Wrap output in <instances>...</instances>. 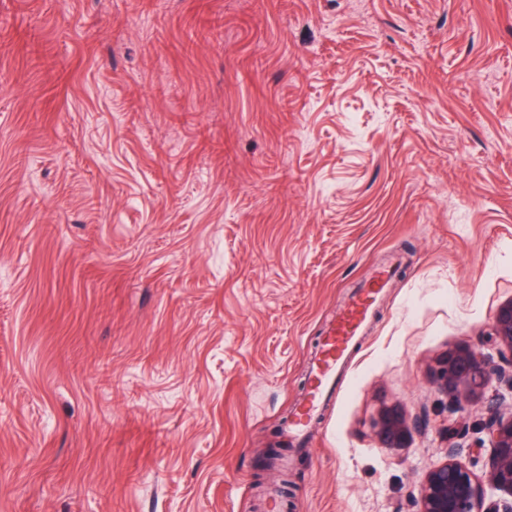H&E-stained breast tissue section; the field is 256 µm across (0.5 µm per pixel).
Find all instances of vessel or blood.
Masks as SVG:
<instances>
[{
    "label": "vessel or blood",
    "mask_w": 512,
    "mask_h": 512,
    "mask_svg": "<svg viewBox=\"0 0 512 512\" xmlns=\"http://www.w3.org/2000/svg\"><path fill=\"white\" fill-rule=\"evenodd\" d=\"M389 276L387 269H377L326 330L312 365L307 392L297 403L288 424V440L301 439L320 405L334 395L345 360L358 345L381 302Z\"/></svg>",
    "instance_id": "b4317fda"
}]
</instances>
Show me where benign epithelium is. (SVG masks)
<instances>
[{"label": "benign epithelium", "mask_w": 512, "mask_h": 512, "mask_svg": "<svg viewBox=\"0 0 512 512\" xmlns=\"http://www.w3.org/2000/svg\"><path fill=\"white\" fill-rule=\"evenodd\" d=\"M436 382L448 394L450 414L455 419L448 425V438L464 439L470 424L464 419L465 404L491 387L512 394V302L501 306L481 344L468 345L448 352L437 362ZM379 430L392 444L404 438L407 426L396 410L386 412L379 421ZM492 448L488 486L491 491L504 492L511 499L491 501L482 508L484 486L467 466L452 459L435 467L425 477L417 512H512V416L504 418L498 409L489 410L480 425Z\"/></svg>", "instance_id": "7a95c632"}]
</instances>
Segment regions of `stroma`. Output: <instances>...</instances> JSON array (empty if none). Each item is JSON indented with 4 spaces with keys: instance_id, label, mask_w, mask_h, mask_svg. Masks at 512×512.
Wrapping results in <instances>:
<instances>
[{
    "instance_id": "35a3bbf8",
    "label": "stroma",
    "mask_w": 512,
    "mask_h": 512,
    "mask_svg": "<svg viewBox=\"0 0 512 512\" xmlns=\"http://www.w3.org/2000/svg\"><path fill=\"white\" fill-rule=\"evenodd\" d=\"M511 301L512 0H0V512H417ZM390 272L379 268L328 327L312 365L306 395L297 403L286 431L288 441L301 439L321 404L332 398L346 357L358 345L381 302ZM490 347L494 352H486ZM435 377L441 391L448 394L449 412L456 415L448 424V439H464L470 424L464 419L465 404L491 387L510 393L512 401V301L501 306L481 344L449 351L440 358ZM379 430L390 443L398 445L406 434L407 426L402 414L392 410L381 417Z\"/></svg>"
}]
</instances>
